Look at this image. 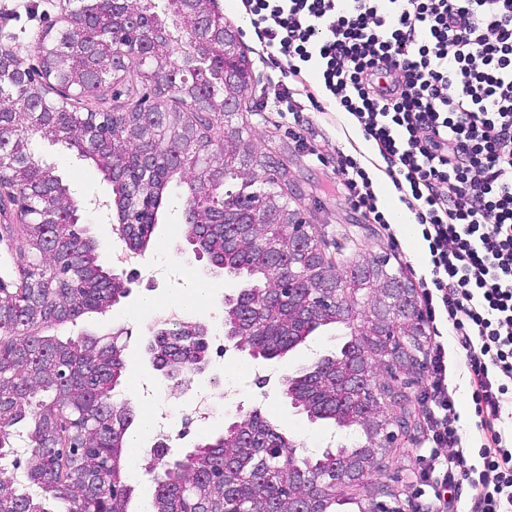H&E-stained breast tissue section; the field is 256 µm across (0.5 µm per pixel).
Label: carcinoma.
Returning a JSON list of instances; mask_svg holds the SVG:
<instances>
[{
  "label": "carcinoma",
  "mask_w": 512,
  "mask_h": 512,
  "mask_svg": "<svg viewBox=\"0 0 512 512\" xmlns=\"http://www.w3.org/2000/svg\"><path fill=\"white\" fill-rule=\"evenodd\" d=\"M129 7L140 25L116 31L111 0H79L66 15L63 35L52 36L42 50L47 81L0 85V203H26L18 226L5 230L28 259L12 289L0 293V461L12 457L20 425L27 448L26 483L0 479V512H129L132 494L122 462L130 452L133 410L112 401L126 372L124 351L106 349L88 334L59 335L86 314L107 312L125 289L100 262L93 239L77 229L81 216L70 187L36 153V139L54 142V133L63 135L60 143L111 182L118 216L137 212L131 245L138 251L151 242L163 202L183 204L189 244L245 282L225 307L224 321L236 327L251 356L270 360L320 327L353 322L331 308L301 311L274 292L284 281L288 245L295 244L292 225L299 221L285 190L287 170L273 167L261 181L251 174L233 184L245 160L256 170L265 168L266 157L231 120H224L222 134L215 126L225 115V98L251 84L244 51L230 53L240 86H228L224 42L203 44L181 21L182 0H133ZM162 27L168 33L162 64L133 62L119 51L129 41H151ZM112 63L121 71L138 68L149 94L102 112H81L49 97L62 75L80 92L86 78ZM192 84L209 99L213 117L188 115L184 99ZM259 197L275 208L277 221L248 223L244 205ZM49 212L68 216L66 231L55 233L41 223ZM386 263L358 259L343 282L317 244L300 258L296 297L304 299L309 288H348L356 276L368 278ZM380 347L372 328L350 333L336 353L289 377L288 394L310 419L367 434L369 403L336 378V366ZM246 424L248 445L226 429L158 468L152 512H225L228 504L237 512H289L294 498L315 512H338L348 504L324 485V477L353 448L301 455L260 411Z\"/></svg>",
  "instance_id": "obj_1"
}]
</instances>
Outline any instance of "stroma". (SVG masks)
<instances>
[{"instance_id": "35a3bbf8", "label": "stroma", "mask_w": 512, "mask_h": 512, "mask_svg": "<svg viewBox=\"0 0 512 512\" xmlns=\"http://www.w3.org/2000/svg\"><path fill=\"white\" fill-rule=\"evenodd\" d=\"M215 6L225 20L240 33L239 44L253 63V81L247 93L242 117L247 125L244 133L256 150L269 154L288 170L290 188L297 195L291 206L296 209L309 232L322 235L329 245L339 246L333 261L339 273L350 269L353 259L361 256H384L392 267H403L405 272L424 273L427 250L412 249L397 227L378 224L372 213L353 206L346 195L337 191V156L344 153L365 164L368 172L385 170L386 164L378 149L364 139L356 124L346 122L343 113L323 114L306 108L298 122H291L277 112L274 102L277 88L272 78L278 70L272 63L259 60L260 41L246 11H230L226 0H216ZM65 16L60 0H0V48H5L23 62L37 65L34 46L45 29H62ZM36 151L42 152L55 174L68 184L74 199L82 210L81 227L93 239L104 264H111L112 252L118 242L112 233L115 215L104 214L93 208V201L111 200L112 185L90 162L82 161L62 145L40 141ZM181 206L163 204L157 214L152 241L142 252V263L133 273L128 297L103 314H88L83 318L82 330L101 338L117 336L124 347L126 373L123 384L113 392L115 400L123 401L130 389L141 392L133 405L135 415L160 414L174 420L189 409L198 388L211 387L214 394V417L209 425L190 428L182 436L172 437L173 454H184L204 436L223 432L226 422L237 417L239 411L259 409L262 414L286 434L299 440L309 451L320 452L344 443L346 433L325 421H313L283 396L285 377L296 374L316 356L336 351L347 334L342 326L322 327L312 333L296 348L272 360L252 359L248 350L228 348L224 355L209 352L207 375H192L189 383L174 386L150 365L143 344L157 328V319L146 323L127 320L147 297L166 298L173 288L187 281L204 279L215 284L209 310L196 314V322L209 331L224 329V298L235 295L242 283L226 277L208 261L196 260L186 232L169 234L173 224H185ZM463 356L456 345L448 347V386L455 399L460 416L463 447L478 451L479 439L472 430L474 404L468 377L460 363ZM219 376V386H211L210 376ZM378 382L391 383L402 391L407 401L404 407L390 406L392 415L409 410L411 424L393 448L387 450L382 467L373 472V486L387 487L400 500L407 512H434L435 505L425 494L419 476L417 459L427 447L425 417L428 411L426 393L429 389L427 370L410 369L391 377L385 369H377ZM150 460L125 463L126 482L133 489L130 512H147L155 494L154 473Z\"/></svg>"}]
</instances>
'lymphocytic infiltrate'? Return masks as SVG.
<instances>
[{
    "mask_svg": "<svg viewBox=\"0 0 512 512\" xmlns=\"http://www.w3.org/2000/svg\"><path fill=\"white\" fill-rule=\"evenodd\" d=\"M277 77L279 111L298 115L302 68L327 91L320 112L349 113L374 142L400 200L422 228L420 278L428 319L443 315L465 352L477 455L461 449L448 355L429 359L431 449L420 479L439 512L468 486L471 512H512V434L499 423L512 397V0H245ZM349 200L375 212L360 162L340 155ZM448 449L440 457L439 449Z\"/></svg>",
    "mask_w": 512,
    "mask_h": 512,
    "instance_id": "lymphocytic-infiltrate-1",
    "label": "lymphocytic infiltrate"
}]
</instances>
